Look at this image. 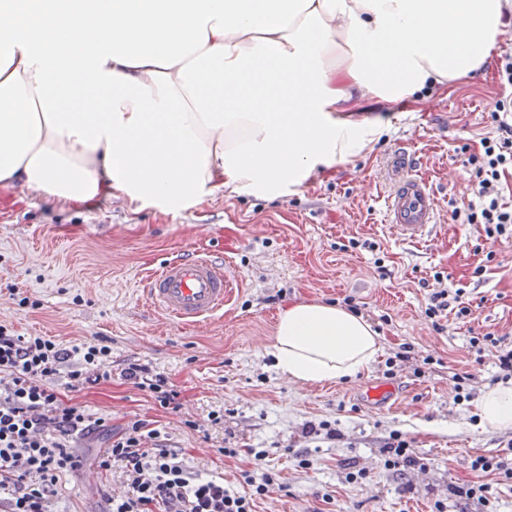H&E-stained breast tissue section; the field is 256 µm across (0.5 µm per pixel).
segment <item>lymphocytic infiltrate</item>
I'll return each mask as SVG.
<instances>
[{
	"mask_svg": "<svg viewBox=\"0 0 512 512\" xmlns=\"http://www.w3.org/2000/svg\"><path fill=\"white\" fill-rule=\"evenodd\" d=\"M490 118L498 137L482 138V153L467 160L475 198L466 209L453 210L451 219L483 225L487 237L511 240L512 207L502 200L499 177L512 167V100L498 101ZM110 354L103 343L70 351L53 339L19 335L0 325V512H54L60 476L77 469L79 442L104 421L61 399L51 382L62 373L73 388L110 380L111 371L102 367ZM120 375L151 393L162 408L179 410L177 391L148 364L127 362ZM157 437L137 420L114 434L96 457L97 468L118 469L125 479L124 492L108 496L104 512H254L256 500L267 497L276 483L275 474L260 467L244 472L252 492L239 494L190 472Z\"/></svg>",
	"mask_w": 512,
	"mask_h": 512,
	"instance_id": "lymphocytic-infiltrate-1",
	"label": "lymphocytic infiltrate"
}]
</instances>
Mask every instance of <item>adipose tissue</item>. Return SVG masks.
I'll return each mask as SVG.
<instances>
[{
	"label": "adipose tissue",
	"instance_id": "adipose-tissue-1",
	"mask_svg": "<svg viewBox=\"0 0 512 512\" xmlns=\"http://www.w3.org/2000/svg\"><path fill=\"white\" fill-rule=\"evenodd\" d=\"M510 28L512 0H0V186L164 212L284 196L377 142L365 102L469 76ZM380 351L362 315L297 301L271 354L307 384ZM475 408L512 429V383Z\"/></svg>",
	"mask_w": 512,
	"mask_h": 512
}]
</instances>
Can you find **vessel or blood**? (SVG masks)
Instances as JSON below:
<instances>
[{"mask_svg": "<svg viewBox=\"0 0 512 512\" xmlns=\"http://www.w3.org/2000/svg\"><path fill=\"white\" fill-rule=\"evenodd\" d=\"M385 221L405 241L424 240L437 223L438 203L429 181L412 170L409 153L398 152ZM147 300L181 326H193L221 311L235 281L223 262L193 252L164 262L146 279Z\"/></svg>", "mask_w": 512, "mask_h": 512, "instance_id": "1", "label": "vessel or blood"}]
</instances>
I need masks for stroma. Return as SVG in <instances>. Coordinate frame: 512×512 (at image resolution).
<instances>
[{"instance_id":"obj_1","label":"stroma","mask_w":512,"mask_h":512,"mask_svg":"<svg viewBox=\"0 0 512 512\" xmlns=\"http://www.w3.org/2000/svg\"><path fill=\"white\" fill-rule=\"evenodd\" d=\"M507 94L492 66L391 112L368 104L357 120L387 126L373 148L273 200L220 190L199 210L138 211L121 197L71 207L19 186L0 189V325L66 349L109 341L111 381L78 391L66 378L54 382L63 399L105 421L85 457L139 419L192 471L240 493L248 490L243 471L259 464L254 451L264 452L260 464L279 486L256 501V512H435L439 500L447 512H485L460 489L483 479L472 459L497 454L512 431L478 423L475 401L493 383L496 358L476 355L469 337L491 332L512 343V242H491L483 225L455 224L450 214L473 198L468 154L495 136L487 114ZM402 148L437 194L441 224L426 243L401 241L384 222L391 162ZM195 250L224 260L238 286L222 312L182 327L153 309L142 288L149 271ZM378 258L389 277H379ZM437 273L461 288L473 310L468 323L448 314L441 333L425 316ZM348 295L381 337L376 362L336 383L288 381L271 355L280 309L292 300L339 305ZM404 343L415 357H433L425 377L408 364L389 370L388 358ZM133 360L167 376L180 411L119 379ZM462 373L472 379L459 401ZM380 383L396 387L397 405L367 402V387ZM217 413L224 421L216 425ZM309 421L335 424L341 441L305 440ZM394 431L411 440L426 472L385 470L382 448ZM227 448L236 456H224ZM296 449L312 468L299 467ZM350 465L367 469L368 478L348 482ZM57 489L56 512H100L104 497L124 485L118 472L85 468L64 474Z\"/></svg>"}]
</instances>
